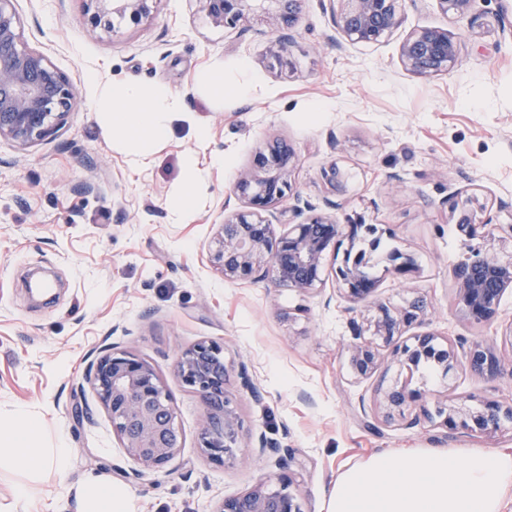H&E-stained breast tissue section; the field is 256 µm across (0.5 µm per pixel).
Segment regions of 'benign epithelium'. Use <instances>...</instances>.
<instances>
[{"instance_id": "obj_1", "label": "benign epithelium", "mask_w": 512, "mask_h": 512, "mask_svg": "<svg viewBox=\"0 0 512 512\" xmlns=\"http://www.w3.org/2000/svg\"><path fill=\"white\" fill-rule=\"evenodd\" d=\"M86 32L91 36L116 37L121 27L114 19L127 18L134 24L147 21L161 0H84ZM335 24L345 38L375 42L398 28L403 21L406 0H340ZM477 0H438L445 14L462 17L472 11ZM304 0H203V8L217 24L235 28L253 23L265 24L273 33L267 49L271 69L288 65L289 46L302 14ZM405 67L419 75L447 72L459 61L457 37L448 29L420 28L412 31L401 45ZM77 98V89L46 57L25 45L22 21L12 0H0V140L21 147L33 146L57 133L65 115ZM295 152L286 143L268 141L253 153L250 168L241 172L234 195L247 210L220 225L218 246L211 262L228 280H265L301 291L320 282L325 252L340 249L353 240L358 226L338 224L327 215H313L276 235L263 212L279 203L291 190L290 173ZM462 230L478 234L486 223L474 213L462 211ZM481 272H456V297L460 309L472 322L488 323L497 314L502 281L512 283V262L502 260L489 249L477 258ZM345 293L355 304L365 303L375 291L374 284L358 261L344 260L336 270ZM424 301L415 298L393 313L382 304L367 323L371 337L351 346L350 364L365 376L380 365L385 349L407 361L421 355L435 358L444 372L454 367V352L435 344V334L417 336L413 346L398 343L400 328L424 315ZM470 369L494 375L499 370L495 352L477 344L469 355ZM176 372L181 382L198 393L204 405L199 448L213 462L234 459L241 422L227 397L228 369L224 347L213 340H201L185 349L178 358ZM86 381L112 421V429L126 454L139 466L135 475L165 470L183 447V433L166 385L155 366L126 351H112L90 364ZM417 401L403 385L393 384L379 391V415L389 424ZM441 418L449 430L463 429L481 435L495 434L504 422L512 421V404L497 400L483 402L473 410L455 399L430 412L419 409L410 424L425 418ZM282 472L261 480L238 496L225 499L216 512H303L301 497L286 460L278 458Z\"/></svg>"}]
</instances>
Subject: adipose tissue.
<instances>
[{"label": "adipose tissue", "instance_id": "1", "mask_svg": "<svg viewBox=\"0 0 512 512\" xmlns=\"http://www.w3.org/2000/svg\"><path fill=\"white\" fill-rule=\"evenodd\" d=\"M95 110L117 137V147L148 159L150 147L166 140L181 114L180 100L162 85L116 83L103 87ZM39 420L20 417L0 433V444L29 471L43 467L65 473L64 443L35 447ZM512 487V453L483 452L458 461L447 450L383 453L340 472L330 491L328 512H500ZM129 496L111 483L94 480L76 493L77 512H127Z\"/></svg>", "mask_w": 512, "mask_h": 512}]
</instances>
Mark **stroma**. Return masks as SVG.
Returning a JSON list of instances; mask_svg holds the SVG:
<instances>
[{
  "instance_id": "obj_1",
  "label": "stroma",
  "mask_w": 512,
  "mask_h": 512,
  "mask_svg": "<svg viewBox=\"0 0 512 512\" xmlns=\"http://www.w3.org/2000/svg\"><path fill=\"white\" fill-rule=\"evenodd\" d=\"M12 5L27 46L70 80L78 100L61 130L38 144L0 141V421L25 412L43 423L38 447L61 439L69 450L63 478L48 468L29 473L0 454V512H12L22 482L33 487L38 512H60L90 478L127 490L135 512H215L276 473L259 452L263 437L290 449L305 512H327L336 475L381 453L445 448L464 459L512 450V424L490 438L427 421L373 424L377 389L398 379L430 408L447 395L512 403V288L488 324L465 318L454 299V268L473 250L492 243L512 259V0H477L458 20L437 0H408L403 24L371 43L335 29L334 0H306L291 66L281 71L267 66L266 26L216 24L200 0H160L152 19L114 39L86 36L83 0ZM423 27L458 35V68L423 77L404 66L401 44ZM217 63L225 81H248L247 99L216 104L194 90L197 71ZM123 82L164 85L182 102L183 119L144 168L116 151L93 109L99 85ZM197 120L208 125L207 140H197ZM272 139L287 141L297 161L292 198L265 219L283 234L292 207L308 205L340 224L375 225V301L398 307L423 298L422 327L405 329L401 340L422 329L441 333L457 359L453 370L388 358L370 376L353 374L349 347L373 309L349 301L334 254L309 292L230 281L216 270L210 255L219 226L245 209L231 197L233 183ZM189 158L207 177L175 216L167 201ZM462 203L490 238L459 232L453 207ZM393 252L410 255L414 270L391 273ZM36 270L58 280L53 303L30 301ZM201 340L223 343L227 389L243 422L236 459L224 465L201 452L203 403L175 373L182 351ZM482 342L496 350V378L467 365ZM114 348L156 366L184 434L168 469L141 479L85 380L89 365ZM244 370L256 392L242 386ZM84 406L92 422L78 420Z\"/></svg>"
}]
</instances>
